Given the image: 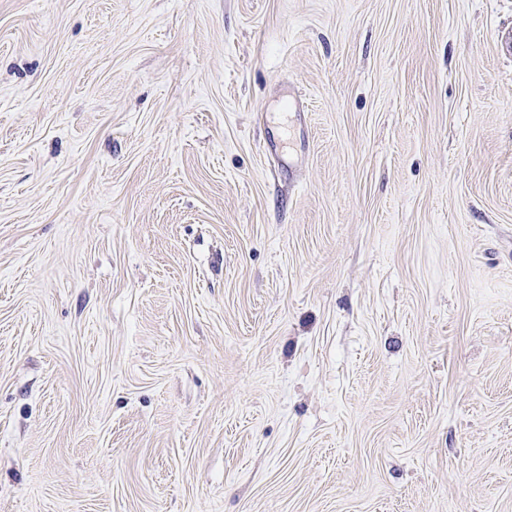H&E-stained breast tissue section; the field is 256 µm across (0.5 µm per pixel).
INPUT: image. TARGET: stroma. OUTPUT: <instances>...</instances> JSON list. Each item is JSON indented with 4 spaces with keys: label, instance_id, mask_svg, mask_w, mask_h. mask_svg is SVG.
<instances>
[{
    "label": "stroma",
    "instance_id": "1",
    "mask_svg": "<svg viewBox=\"0 0 512 512\" xmlns=\"http://www.w3.org/2000/svg\"><path fill=\"white\" fill-rule=\"evenodd\" d=\"M0 512H512V0H0Z\"/></svg>",
    "mask_w": 512,
    "mask_h": 512
}]
</instances>
